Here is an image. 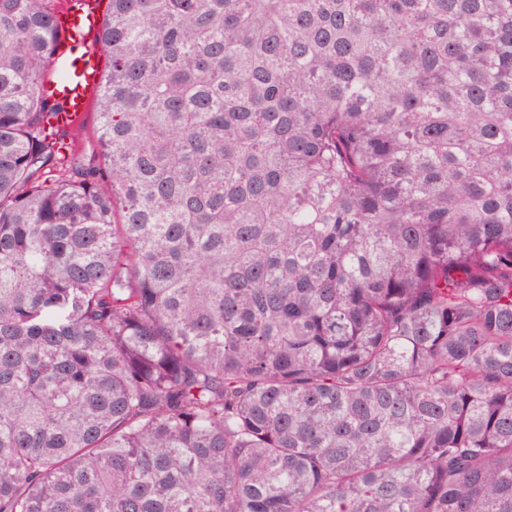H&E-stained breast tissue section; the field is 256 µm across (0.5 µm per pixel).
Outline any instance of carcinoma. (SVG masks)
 <instances>
[{
  "label": "carcinoma",
  "instance_id": "cac0c4a2",
  "mask_svg": "<svg viewBox=\"0 0 512 512\" xmlns=\"http://www.w3.org/2000/svg\"><path fill=\"white\" fill-rule=\"evenodd\" d=\"M0 0V512H512V0H108L92 150Z\"/></svg>",
  "mask_w": 512,
  "mask_h": 512
}]
</instances>
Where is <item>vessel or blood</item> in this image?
Wrapping results in <instances>:
<instances>
[{
  "instance_id": "obj_1",
  "label": "vessel or blood",
  "mask_w": 512,
  "mask_h": 512,
  "mask_svg": "<svg viewBox=\"0 0 512 512\" xmlns=\"http://www.w3.org/2000/svg\"><path fill=\"white\" fill-rule=\"evenodd\" d=\"M106 9L105 0H66L58 15V37L51 50L54 76L44 83L45 91L61 104L52 119L57 130H79L100 90Z\"/></svg>"
}]
</instances>
